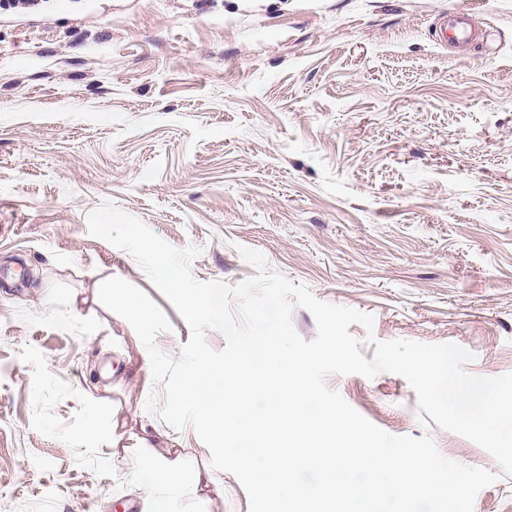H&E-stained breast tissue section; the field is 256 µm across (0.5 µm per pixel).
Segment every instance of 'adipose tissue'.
<instances>
[{"instance_id": "obj_1", "label": "adipose tissue", "mask_w": 512, "mask_h": 512, "mask_svg": "<svg viewBox=\"0 0 512 512\" xmlns=\"http://www.w3.org/2000/svg\"><path fill=\"white\" fill-rule=\"evenodd\" d=\"M135 462L147 474L141 492L150 503L152 512H193L189 503L172 494L165 498L157 496L158 488L167 487L172 491L178 487L179 471L174 464L164 459L162 452L155 448L150 438H143Z\"/></svg>"}]
</instances>
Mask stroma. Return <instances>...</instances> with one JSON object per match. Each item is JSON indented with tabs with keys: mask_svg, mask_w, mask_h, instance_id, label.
<instances>
[{
	"mask_svg": "<svg viewBox=\"0 0 512 512\" xmlns=\"http://www.w3.org/2000/svg\"><path fill=\"white\" fill-rule=\"evenodd\" d=\"M471 9L482 45L435 30ZM200 282L255 276L374 317L365 340L454 343L471 373H512V0H55L0 14V512H147L130 467L144 431L184 474L209 466L131 325L98 298L121 278L191 330L126 251L93 237L103 203ZM394 435L498 473L474 512H512V475L421 424L408 381L331 375ZM197 512H249L215 472Z\"/></svg>",
	"mask_w": 512,
	"mask_h": 512,
	"instance_id": "obj_1",
	"label": "stroma"
}]
</instances>
